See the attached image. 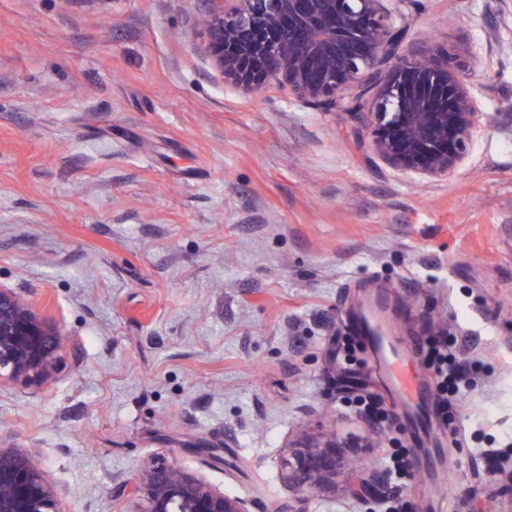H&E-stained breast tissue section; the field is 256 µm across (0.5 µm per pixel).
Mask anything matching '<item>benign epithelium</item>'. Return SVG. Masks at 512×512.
<instances>
[{
  "mask_svg": "<svg viewBox=\"0 0 512 512\" xmlns=\"http://www.w3.org/2000/svg\"><path fill=\"white\" fill-rule=\"evenodd\" d=\"M405 33L380 12L379 0H224L206 22L204 51L246 90L278 79L318 110L345 106L361 117L383 160L446 179L468 156L479 118L460 78L468 60L438 51L403 56ZM63 341L25 295L0 285V385H41ZM366 447L332 431L300 429L281 459L288 502L279 512H308L312 495L374 489L379 472L352 467L356 449ZM135 491L146 503L141 512H251L247 499L172 464L141 471ZM0 512H66L31 453L1 442Z\"/></svg>",
  "mask_w": 512,
  "mask_h": 512,
  "instance_id": "1",
  "label": "benign epithelium"
}]
</instances>
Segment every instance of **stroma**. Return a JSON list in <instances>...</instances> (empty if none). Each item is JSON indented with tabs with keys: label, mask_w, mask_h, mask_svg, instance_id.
<instances>
[{
	"label": "stroma",
	"mask_w": 512,
	"mask_h": 512,
	"mask_svg": "<svg viewBox=\"0 0 512 512\" xmlns=\"http://www.w3.org/2000/svg\"><path fill=\"white\" fill-rule=\"evenodd\" d=\"M211 8L0 0V284L68 337L42 387L0 385V440L66 512H140L112 476L159 462L276 512L285 446L324 422L378 438L364 465L403 450L404 512H512V0H380L403 54L471 61L479 128L445 180L381 160L345 108L225 81ZM368 301L419 368L447 341L471 390L440 410L426 371L408 405L369 344L345 357Z\"/></svg>",
	"instance_id": "1"
}]
</instances>
